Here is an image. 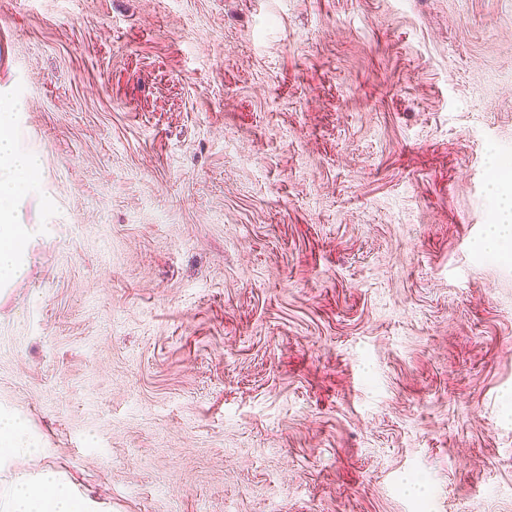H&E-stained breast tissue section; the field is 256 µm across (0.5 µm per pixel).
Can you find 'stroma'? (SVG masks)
Returning a JSON list of instances; mask_svg holds the SVG:
<instances>
[{
    "instance_id": "stroma-1",
    "label": "stroma",
    "mask_w": 512,
    "mask_h": 512,
    "mask_svg": "<svg viewBox=\"0 0 512 512\" xmlns=\"http://www.w3.org/2000/svg\"><path fill=\"white\" fill-rule=\"evenodd\" d=\"M0 44L41 465L106 512H512V0H0ZM511 248L512 252V196L501 199L499 220L489 224L483 240V249L492 256H500Z\"/></svg>"
}]
</instances>
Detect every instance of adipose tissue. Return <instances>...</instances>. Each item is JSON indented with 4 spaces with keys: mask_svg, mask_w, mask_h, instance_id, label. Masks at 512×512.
Returning <instances> with one entry per match:
<instances>
[{
    "mask_svg": "<svg viewBox=\"0 0 512 512\" xmlns=\"http://www.w3.org/2000/svg\"><path fill=\"white\" fill-rule=\"evenodd\" d=\"M18 114L17 103H0L1 284L25 273L21 252L29 230L15 219V201L42 166L37 152L18 143L14 134ZM43 453L19 415L0 412V512H103L100 503L79 491L65 472L37 466ZM18 461L26 462V470H14Z\"/></svg>",
    "mask_w": 512,
    "mask_h": 512,
    "instance_id": "obj_1",
    "label": "adipose tissue"
}]
</instances>
